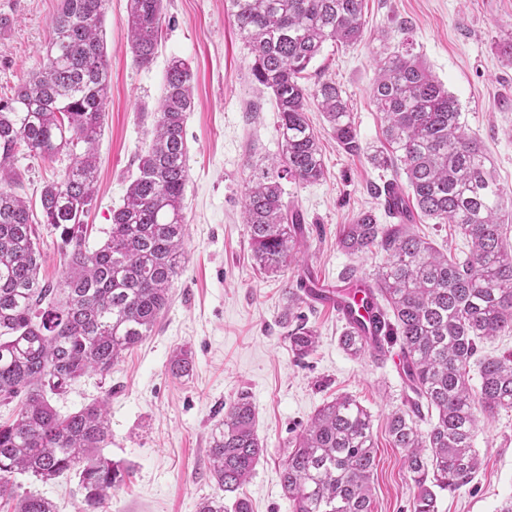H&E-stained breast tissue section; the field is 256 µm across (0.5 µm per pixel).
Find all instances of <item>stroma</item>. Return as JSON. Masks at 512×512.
Wrapping results in <instances>:
<instances>
[{"instance_id": "35a3bbf8", "label": "stroma", "mask_w": 512, "mask_h": 512, "mask_svg": "<svg viewBox=\"0 0 512 512\" xmlns=\"http://www.w3.org/2000/svg\"><path fill=\"white\" fill-rule=\"evenodd\" d=\"M128 0H109L103 33L110 61L111 95L98 150L96 194L85 246L108 237L112 211L148 145L165 70L172 58L193 72L194 109L185 124L189 177L184 206L186 261L152 336L126 353L107 375L90 372L53 395L52 406L68 414L105 398L111 441L104 457L130 475L113 488L104 512H197L214 495L209 478V438L228 405L248 393L256 408V430L264 453L242 493L252 512H292L284 494L281 465L302 426L319 407L339 395L357 400L372 416L377 446L373 512H411L415 488L401 449L387 432L389 414L409 406L410 393L394 365L347 354L339 343L344 324L335 310L301 305L319 334L314 352L297 360L282 319L288 291L303 268L336 282L349 267L366 276L385 260L380 250L349 254L337 244L340 230L360 211L373 210L389 223L383 202L372 194L380 170L365 156L346 154L324 132V118L309 108L320 129L326 177L307 185L285 183L287 199L298 203L308 229L305 267L280 275L256 270L242 222L244 185L253 169L278 152L273 95L252 80L250 56L240 41L224 0H163L164 20L157 57L134 64L128 45ZM60 0H0V97L38 68L52 36ZM364 18L378 39L345 46L326 43L304 73L307 86L329 78L342 89L364 146L383 141L372 97L376 60L385 47L410 42L413 51L459 101L465 121L480 141L503 190L501 215L512 242V63L497 42L512 37V0H364ZM66 158L42 160L19 152L10 163L15 190L39 208L45 182L56 179ZM416 235L444 253L467 249L451 224L418 217ZM191 349V376L174 378L171 355ZM473 444L482 459L471 483L438 495L439 512H498L512 498V410L481 418ZM17 494L37 492L56 512H83L75 476L41 482L20 475Z\"/></svg>"}]
</instances>
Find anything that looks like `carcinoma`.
Segmentation results:
<instances>
[{"mask_svg": "<svg viewBox=\"0 0 512 512\" xmlns=\"http://www.w3.org/2000/svg\"><path fill=\"white\" fill-rule=\"evenodd\" d=\"M108 0H61L53 36L37 72L0 97V398L19 400L16 417L0 423V498L12 497L14 475L42 482L73 474L85 512H99L123 480V470L103 457L111 439L108 402L60 415L48 394L87 372L106 374L122 355L151 335L185 264L184 192L188 181L185 119L193 110L192 73L173 58L158 101L152 143L139 156L138 175L112 211L108 239L98 249L82 241L94 201L97 144L111 90L103 39ZM251 58L250 74L272 92L280 152L253 175L243 193L244 224L255 265L277 274L299 262L306 235L302 212L285 200L282 181L316 183L325 176L319 132L307 117L322 112L328 131L350 155L365 153L348 101L326 80L311 90L302 74L328 42L357 44L374 37L363 0H225ZM163 22L162 0H128L126 26L133 62L150 65ZM373 98L387 147L367 154L391 170L373 186L376 197L396 185L397 224H379L361 211L343 226L338 245L350 254L373 248L385 254L370 274L388 336L405 357L413 394L409 408L388 418L392 444L404 452L416 488L413 512H438V493L470 483L481 466L472 438L479 415L512 409V352L478 358L480 344L512 331V247L499 212L503 190L485 165L476 137L466 131L457 99L402 43L379 56ZM21 150L70 163L40 194L42 223L60 232L67 257L63 287L40 277V234L33 211L11 190L7 168ZM420 214L455 224L468 241L464 255H447L410 231ZM301 297L288 289L287 332L300 357L318 335L294 317ZM342 348L353 357L378 358L363 329L346 325ZM478 362L480 383L469 378ZM192 370V352L177 350L169 373ZM436 421L421 434L422 407ZM250 397L240 394L211 436L210 476L216 493L199 512H250L224 494L250 478L263 455ZM376 449L368 412L341 396L321 407L296 438L280 479L293 512H372ZM14 512H54L44 496L16 499Z\"/></svg>", "mask_w": 512, "mask_h": 512, "instance_id": "1", "label": "carcinoma"}]
</instances>
